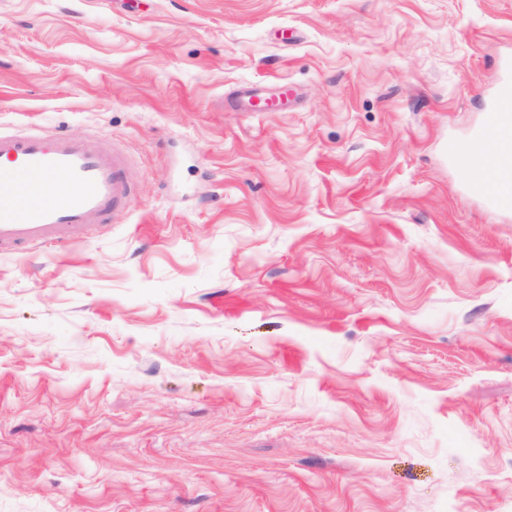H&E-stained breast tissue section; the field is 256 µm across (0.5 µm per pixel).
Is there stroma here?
<instances>
[{
  "label": "stroma",
  "instance_id": "1",
  "mask_svg": "<svg viewBox=\"0 0 512 512\" xmlns=\"http://www.w3.org/2000/svg\"><path fill=\"white\" fill-rule=\"evenodd\" d=\"M512 0H0V128L123 213L0 252V512H512ZM512 124V79L504 78L496 97L487 107L483 126L470 147L472 175L469 189L487 200L496 210L512 212V142H498L499 130ZM496 142V152L487 168L476 167L483 156L485 146ZM498 184L496 190H489V181Z\"/></svg>",
  "mask_w": 512,
  "mask_h": 512
}]
</instances>
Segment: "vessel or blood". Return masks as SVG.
Returning a JSON list of instances; mask_svg holds the SVG:
<instances>
[{"instance_id": "vessel-or-blood-1", "label": "vessel or blood", "mask_w": 512, "mask_h": 512, "mask_svg": "<svg viewBox=\"0 0 512 512\" xmlns=\"http://www.w3.org/2000/svg\"><path fill=\"white\" fill-rule=\"evenodd\" d=\"M511 124L512 79L506 78L470 147L477 165L469 180L475 195L506 213L512 212V142L499 141L498 133ZM491 142L496 152L488 167H480ZM126 167L121 153L98 140L0 132V251L63 244L83 234L88 225L107 223L130 199ZM55 178L61 182L60 199H39L38 189Z\"/></svg>"}]
</instances>
